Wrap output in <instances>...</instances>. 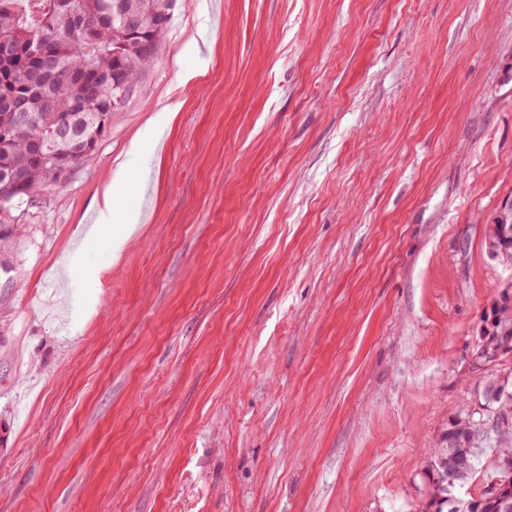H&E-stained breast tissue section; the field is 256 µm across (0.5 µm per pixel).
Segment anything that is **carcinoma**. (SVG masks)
Listing matches in <instances>:
<instances>
[{"mask_svg":"<svg viewBox=\"0 0 512 512\" xmlns=\"http://www.w3.org/2000/svg\"><path fill=\"white\" fill-rule=\"evenodd\" d=\"M116 0H0V35L22 48L0 61V128L11 131L8 143L0 142V249L16 234L13 212L25 200L43 192L78 165L86 154L83 141H99L107 132L112 103L128 100L141 76L153 64L168 29L177 0H123L133 18L128 27L112 19ZM40 43L55 56V66L37 72L23 47ZM80 127L79 138L59 142L51 153L35 148L52 138L65 120ZM481 330L488 341L512 351V298L501 291L493 299ZM512 417V401H484L457 416L433 452L428 466L425 512H496L493 496L486 493L504 470H512V423L490 431L478 430V421L494 416ZM477 432L475 467L455 477L448 475L458 448L455 439ZM491 449L492 475L481 479L477 467L482 450ZM479 484L484 493L462 500L456 488Z\"/></svg>","mask_w":512,"mask_h":512,"instance_id":"carcinoma-1","label":"carcinoma"}]
</instances>
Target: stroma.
<instances>
[{
	"label": "stroma",
	"mask_w": 512,
	"mask_h": 512,
	"mask_svg": "<svg viewBox=\"0 0 512 512\" xmlns=\"http://www.w3.org/2000/svg\"><path fill=\"white\" fill-rule=\"evenodd\" d=\"M207 2L209 48L185 52ZM179 103L168 115L165 103ZM144 221L56 273L147 122ZM512 0H179L0 269V512H421L512 268ZM498 224H500L499 235L496 237H490L497 234ZM512 211L505 210L497 217L494 224H488L486 226L485 237H489L485 241L488 256L492 259H496L498 255L504 250L505 246L511 239L512 233ZM499 262L512 266V245H510L503 251Z\"/></svg>",
	"instance_id": "obj_1"
}]
</instances>
